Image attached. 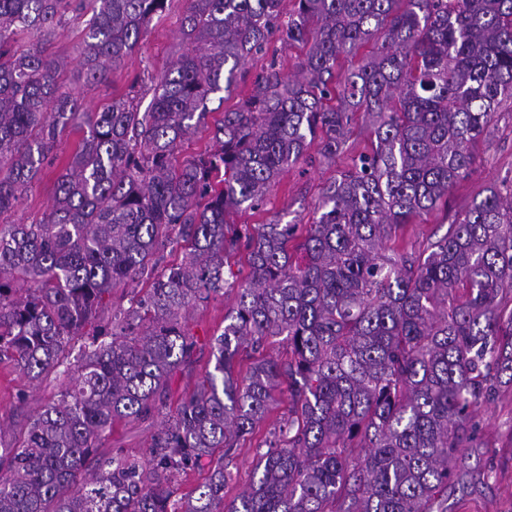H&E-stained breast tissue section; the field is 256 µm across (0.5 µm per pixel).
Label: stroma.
I'll list each match as a JSON object with an SVG mask.
<instances>
[{
    "label": "stroma",
    "instance_id": "stroma-1",
    "mask_svg": "<svg viewBox=\"0 0 512 512\" xmlns=\"http://www.w3.org/2000/svg\"><path fill=\"white\" fill-rule=\"evenodd\" d=\"M185 15L183 0H171L159 21L153 22L139 49L117 68L110 71L107 83H86L82 56L78 49L83 25L68 22L58 27L51 46L52 53L64 61V79L69 90L78 96L89 111L98 110L111 96H121L131 85L148 89L167 69L175 55L184 51L180 39ZM81 138L72 127L62 129L57 137L54 164L44 167L25 194L19 206L8 214V221L31 223L49 213L55 194L56 182L75 151ZM372 137L364 122L353 127L345 151L334 165L313 167L299 164L283 173L272 186L264 209L234 214L238 225L266 224L274 218L311 223L314 206L321 189L339 171L347 169L352 157L370 147ZM475 163L448 195V207L422 214L405 225L397 242L398 248L421 250L431 241L443 236L449 224L467 209L487 186L512 181V104L496 113L489 141L474 148ZM234 304L233 296L216 295L208 302L190 310L189 324L199 338L194 362L188 368L176 371L169 382L171 402L195 387L205 371L212 369L214 359L209 340L224 329V316ZM62 376L53 374L40 381H31L9 363H0V422L10 423L19 409L18 394H26L27 411L52 401L62 388ZM280 404L261 424L256 433L241 440L233 461L228 466L230 477L224 489L226 500H233L251 482L254 465L259 456V443L274 428L282 413L287 412V393H280ZM480 436L486 447L482 454L469 455L466 462L481 472L483 479L468 495L454 494L449 501L454 512H512V389L501 390L494 401L478 413ZM157 421H122L115 424L102 452L111 454L120 448L126 453L148 454Z\"/></svg>",
    "mask_w": 512,
    "mask_h": 512
}]
</instances>
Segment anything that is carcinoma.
Returning a JSON list of instances; mask_svg holds the SVG:
<instances>
[{
  "instance_id": "cac0c4a2",
  "label": "carcinoma",
  "mask_w": 512,
  "mask_h": 512,
  "mask_svg": "<svg viewBox=\"0 0 512 512\" xmlns=\"http://www.w3.org/2000/svg\"><path fill=\"white\" fill-rule=\"evenodd\" d=\"M185 2L190 48L149 109L132 90L88 112L50 51L54 20L91 14L80 48L87 81L103 84L168 0H0V215L57 128H87L48 215L0 224V363L34 380L70 374L0 440V512H450L448 485L472 488L463 449L483 447L477 411L512 387V183L428 249L385 250L448 204L472 144L512 102V0H292L286 23L285 0ZM274 40L302 49L295 72L271 59L215 124V150L175 165L208 127L209 96L246 81L244 61ZM366 45L360 65L339 67ZM359 111L375 140L322 188L318 218L238 229L232 215L261 210L293 165L336 162ZM136 280L145 292L103 318ZM218 294L235 304L213 369L149 456H97L117 422L167 407L198 343L187 314ZM280 336L288 360L261 355ZM244 346L257 357L241 377ZM284 383L288 415L226 503L224 459ZM204 464L205 482L171 504L175 475Z\"/></svg>"
}]
</instances>
